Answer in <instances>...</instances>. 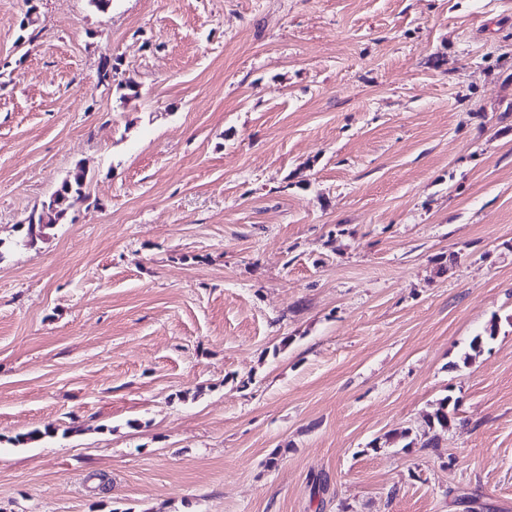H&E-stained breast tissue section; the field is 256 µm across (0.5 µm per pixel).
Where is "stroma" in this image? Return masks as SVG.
I'll return each mask as SVG.
<instances>
[{
    "mask_svg": "<svg viewBox=\"0 0 512 512\" xmlns=\"http://www.w3.org/2000/svg\"><path fill=\"white\" fill-rule=\"evenodd\" d=\"M0 241V512H512V0H0ZM87 179V173L84 168L77 166L71 172L60 186L50 195V197L41 203V207H34L25 218L26 224L22 228L23 241L28 244L35 243L38 239L46 235V230L50 228L57 220L62 219L68 210L77 202L85 197L84 186ZM54 211V222L51 220L48 224H42V215L47 208ZM35 222V224H34ZM19 225V226H20ZM451 402L450 397H445L441 399L437 404L432 412V414L429 416L426 428L422 431V434L420 436L421 438H424L428 436L429 432H434L432 436L428 437L425 441L421 443V447L423 448H435L438 447L439 444V435L437 434V430L441 431H447L451 426L452 422H454V418L451 417V415L448 412V406ZM450 415V417H449Z\"/></svg>",
    "mask_w": 512,
    "mask_h": 512,
    "instance_id": "1",
    "label": "stroma"
}]
</instances>
